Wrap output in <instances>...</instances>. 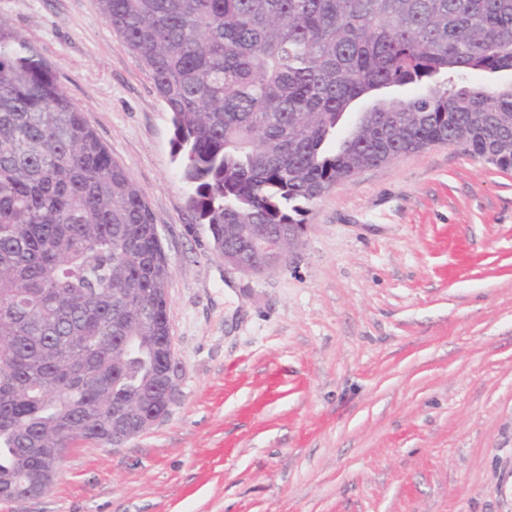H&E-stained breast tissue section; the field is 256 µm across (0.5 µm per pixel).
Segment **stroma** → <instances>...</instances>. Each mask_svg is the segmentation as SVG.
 Returning <instances> with one entry per match:
<instances>
[{
    "label": "stroma",
    "instance_id": "1",
    "mask_svg": "<svg viewBox=\"0 0 512 512\" xmlns=\"http://www.w3.org/2000/svg\"><path fill=\"white\" fill-rule=\"evenodd\" d=\"M0 19L143 192L179 362L164 418L0 512H512V170L403 154L310 206L290 268L247 276L195 222L166 106L98 0Z\"/></svg>",
    "mask_w": 512,
    "mask_h": 512
}]
</instances>
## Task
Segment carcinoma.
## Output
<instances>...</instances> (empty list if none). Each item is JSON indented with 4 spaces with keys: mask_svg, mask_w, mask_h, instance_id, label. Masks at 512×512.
<instances>
[{
    "mask_svg": "<svg viewBox=\"0 0 512 512\" xmlns=\"http://www.w3.org/2000/svg\"><path fill=\"white\" fill-rule=\"evenodd\" d=\"M170 112L188 207L219 257L302 224L362 169L456 142L512 169V0H99ZM345 134L344 115L393 88ZM171 267L140 190L0 21V498L164 407Z\"/></svg>",
    "mask_w": 512,
    "mask_h": 512,
    "instance_id": "cac0c4a2",
    "label": "carcinoma"
}]
</instances>
